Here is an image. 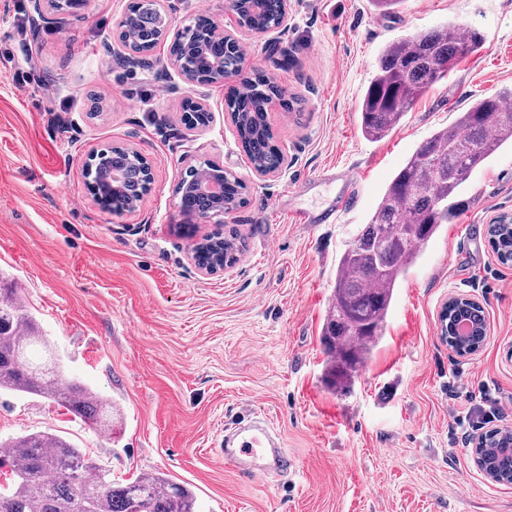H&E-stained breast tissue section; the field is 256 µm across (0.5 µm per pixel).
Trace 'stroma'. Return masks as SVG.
<instances>
[{
    "label": "stroma",
    "mask_w": 512,
    "mask_h": 512,
    "mask_svg": "<svg viewBox=\"0 0 512 512\" xmlns=\"http://www.w3.org/2000/svg\"><path fill=\"white\" fill-rule=\"evenodd\" d=\"M128 0H87L67 14L0 0V288L25 303L54 344L61 373L115 407L111 430L43 399L0 392V441L47 431L119 481L160 471L191 488L199 512H512V484L489 482L463 442L462 420L487 388L512 429V264L487 228L512 214V149L469 176L466 207L441 225L394 292L386 332L350 393L322 381L320 341L341 253L412 152L482 96L512 86V0H406L376 14L368 0H290L288 26L240 33L245 76L281 94L267 123L284 154L278 177L252 172L225 110L231 82L193 85L171 44L133 55L116 25ZM455 24L479 32L384 138L366 139L359 102L388 42ZM204 101L208 126L181 121ZM147 156L155 186L130 211L84 193L91 149ZM248 184L224 226L184 227L176 188L206 162ZM357 170V194L334 224H297L338 194L324 168ZM245 245L203 276L189 260L216 231ZM479 300L487 337L462 357L440 338L449 295ZM269 418L296 464L275 486L243 481L216 450L241 419Z\"/></svg>",
    "instance_id": "obj_1"
}]
</instances>
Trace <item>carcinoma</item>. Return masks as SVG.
<instances>
[{
    "label": "carcinoma",
    "mask_w": 512,
    "mask_h": 512,
    "mask_svg": "<svg viewBox=\"0 0 512 512\" xmlns=\"http://www.w3.org/2000/svg\"><path fill=\"white\" fill-rule=\"evenodd\" d=\"M157 13L132 4L118 24V36L134 51ZM481 35L446 25L415 32L386 44L379 67L358 106L363 135L377 140L392 131L413 104L442 81L455 61L476 54ZM275 86L263 78L239 86L226 100L241 146L250 162L265 170L278 168L283 156L266 122V94ZM512 91L476 99L446 128L422 142L387 186L369 223L342 252L336 270L332 304L322 324L320 341L327 352L324 381L340 393L351 392L358 370L384 336L386 317L400 278L417 260L420 245L464 205L460 195L471 172L503 146H512V109L504 107ZM245 203V187L224 174V206ZM498 238L503 259L512 261L504 238L512 229L500 224L488 230ZM235 238L203 244L207 259L234 249ZM50 345L39 334L24 302L13 289H0V391L29 394L62 407L74 417L108 428L112 403L95 389L63 378ZM0 448V512H196L189 488L168 475L143 473L119 484L110 470L61 437L46 431L12 438ZM489 461L507 483L512 466L499 448L486 449Z\"/></svg>",
    "instance_id": "cac0c4a2"
}]
</instances>
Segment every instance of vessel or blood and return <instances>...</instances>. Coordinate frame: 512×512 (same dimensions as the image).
<instances>
[{
    "mask_svg": "<svg viewBox=\"0 0 512 512\" xmlns=\"http://www.w3.org/2000/svg\"><path fill=\"white\" fill-rule=\"evenodd\" d=\"M321 179L329 183L341 182L340 195L335 203L318 212L294 210L292 217L295 223H335L358 184L357 174L349 168L328 167L323 171ZM220 455L225 463L232 465L238 475L247 481H269L288 473L294 467L293 460L282 447L279 435L259 420L238 424L233 433L225 436Z\"/></svg>",
    "mask_w": 512,
    "mask_h": 512,
    "instance_id": "1",
    "label": "vessel or blood"
}]
</instances>
